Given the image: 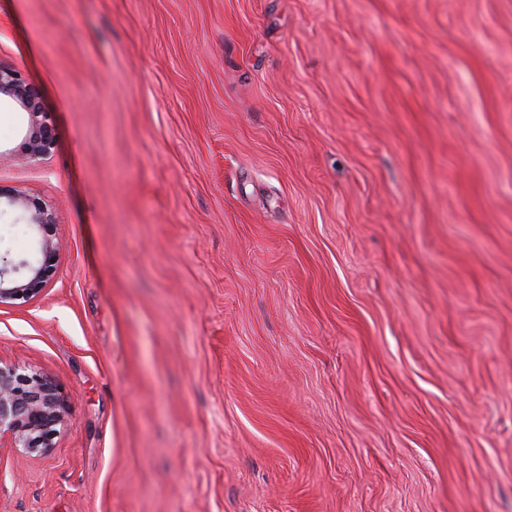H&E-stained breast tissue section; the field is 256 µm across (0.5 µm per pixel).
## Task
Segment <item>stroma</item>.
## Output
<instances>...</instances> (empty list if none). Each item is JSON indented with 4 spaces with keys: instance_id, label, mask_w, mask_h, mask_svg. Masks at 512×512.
Listing matches in <instances>:
<instances>
[{
    "instance_id": "obj_1",
    "label": "stroma",
    "mask_w": 512,
    "mask_h": 512,
    "mask_svg": "<svg viewBox=\"0 0 512 512\" xmlns=\"http://www.w3.org/2000/svg\"><path fill=\"white\" fill-rule=\"evenodd\" d=\"M0 62L68 410L0 512H512V0H0ZM0 94L17 102L29 114V130L20 152H0L1 159L27 163L50 154L56 145L57 132L49 113L43 109L39 86L0 62Z\"/></svg>"
}]
</instances>
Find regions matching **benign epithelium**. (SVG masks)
<instances>
[{
	"instance_id": "benign-epithelium-1",
	"label": "benign epithelium",
	"mask_w": 512,
	"mask_h": 512,
	"mask_svg": "<svg viewBox=\"0 0 512 512\" xmlns=\"http://www.w3.org/2000/svg\"><path fill=\"white\" fill-rule=\"evenodd\" d=\"M0 94L17 102L29 114V130L19 153L0 152L3 159L27 163L51 153L57 132L49 113L43 109L41 90L23 74L0 64ZM9 206L22 205L27 223L38 233L39 258L18 261L0 255V305L32 298L51 280L57 257L51 207L12 189L0 187V200ZM67 406L59 384L40 372L0 367V440L8 439L30 453H44L60 433Z\"/></svg>"
}]
</instances>
